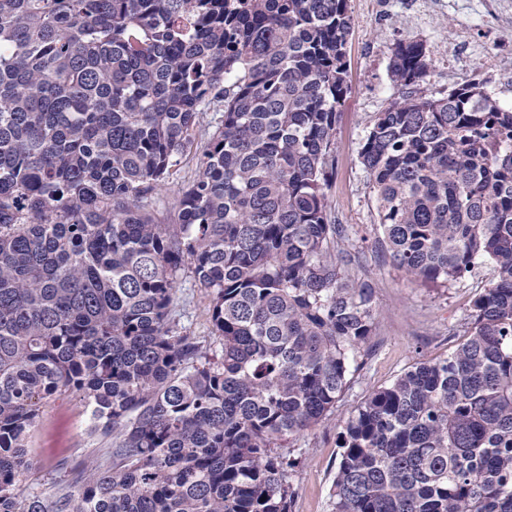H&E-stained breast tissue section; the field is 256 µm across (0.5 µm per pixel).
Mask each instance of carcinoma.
Returning a JSON list of instances; mask_svg holds the SVG:
<instances>
[{"instance_id": "cac0c4a2", "label": "carcinoma", "mask_w": 512, "mask_h": 512, "mask_svg": "<svg viewBox=\"0 0 512 512\" xmlns=\"http://www.w3.org/2000/svg\"><path fill=\"white\" fill-rule=\"evenodd\" d=\"M351 28L348 0H0V512H290L282 442L375 331L328 197ZM429 67L395 44L360 145L380 244L424 282L495 277L447 358L345 419L332 512H512V107L424 95ZM192 148L164 224L146 201ZM187 269L216 349L173 317ZM71 393L112 468L25 496L41 408Z\"/></svg>"}]
</instances>
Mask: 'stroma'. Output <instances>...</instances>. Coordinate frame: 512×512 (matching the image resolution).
Masks as SVG:
<instances>
[{
    "instance_id": "35a3bbf8",
    "label": "stroma",
    "mask_w": 512,
    "mask_h": 512,
    "mask_svg": "<svg viewBox=\"0 0 512 512\" xmlns=\"http://www.w3.org/2000/svg\"><path fill=\"white\" fill-rule=\"evenodd\" d=\"M486 0H350L353 27L346 47L350 90L336 125V170L329 191L332 214L348 229V245L360 261L354 277L375 289L376 325L371 342L352 366L351 382L335 412L294 442L297 466L290 473L291 512H331L330 491L339 463L337 434L351 410L373 390L389 384L418 361L446 358L462 335L472 301L492 277L489 264L445 286L413 279L398 269L378 242L377 205L358 152L375 113L397 96L388 77L393 45L422 42L431 59L424 94L446 96L476 82L502 106L512 105V18L490 20ZM464 38L467 62L448 69V34ZM492 57V68L482 65ZM209 292L183 276L176 318L187 332L211 340ZM90 413L79 399L62 396L43 409L32 438L37 470L25 493L46 496L66 490L63 462L90 470L112 465V441L87 433Z\"/></svg>"
}]
</instances>
